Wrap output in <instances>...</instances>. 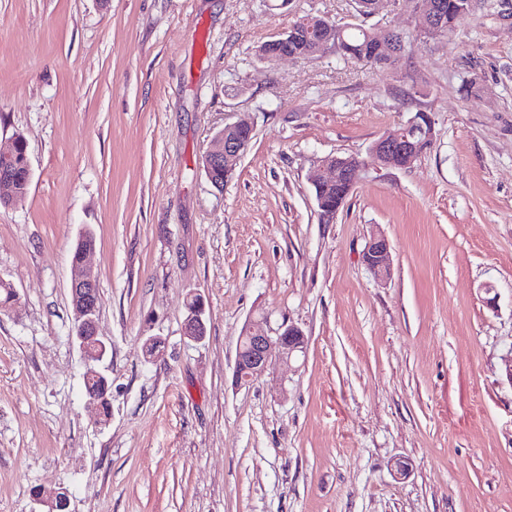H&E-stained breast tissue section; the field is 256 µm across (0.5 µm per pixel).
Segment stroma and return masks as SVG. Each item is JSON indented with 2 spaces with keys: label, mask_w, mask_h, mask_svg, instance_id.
<instances>
[{
  "label": "stroma",
  "mask_w": 512,
  "mask_h": 512,
  "mask_svg": "<svg viewBox=\"0 0 512 512\" xmlns=\"http://www.w3.org/2000/svg\"><path fill=\"white\" fill-rule=\"evenodd\" d=\"M306 15L409 46L383 71L258 57ZM419 27L354 0H0V142L23 134L32 171L0 207V512L59 488L70 512H512V0H475L449 38ZM419 112L430 148L370 165ZM241 120L253 139L215 187L202 157ZM331 155L366 167L328 222L309 176ZM86 229L104 425L70 339ZM260 318L306 350L239 387ZM364 260L368 269L378 278L390 274V246L384 236L373 235L364 249ZM196 300V308L190 310L185 323V335L193 341L200 342L206 335V326L204 322V303L200 295L193 296ZM190 299L188 309L192 308L194 300Z\"/></svg>",
  "instance_id": "obj_1"
}]
</instances>
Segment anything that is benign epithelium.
<instances>
[{
  "label": "benign epithelium",
  "mask_w": 512,
  "mask_h": 512,
  "mask_svg": "<svg viewBox=\"0 0 512 512\" xmlns=\"http://www.w3.org/2000/svg\"><path fill=\"white\" fill-rule=\"evenodd\" d=\"M414 12L422 15L430 22V36L441 35L440 4L437 0H406ZM305 27L314 33L311 53L322 52L336 46V37L328 23H319V19L309 17ZM431 136L432 125L414 127L409 122L395 133L377 140L371 148V155L377 165L408 166L415 157V136L417 133ZM252 126L243 122L224 125L214 137L210 149L204 155L205 170L211 182H216L213 173L219 168L226 167L224 176H229L240 161L251 142ZM323 165L330 171V176L324 178L315 176L312 179L315 198L319 213L325 219L336 215V208L327 203L324 192L336 186L341 178L349 179V185H354L359 179L362 167L358 159H337L329 156L323 160ZM15 177L7 170L0 171V198L9 203L16 198L14 189ZM364 260L368 269L378 278L390 274V246L385 237L372 236L364 249ZM97 286L96 276L91 269L82 264L75 267L71 284V301L73 310V331L71 341L77 346L86 363L84 381L86 384L103 377L99 369L108 356L109 346L98 333V299L95 296ZM196 308L189 311L185 323V335L200 342L206 335L204 322V303L199 295L193 296ZM306 349V339L303 332L294 325H284L273 332L263 319L251 321L239 337L236 347L234 379L239 386H247L263 376L272 360L279 358L289 360ZM34 501L41 507L39 512H68L70 501L67 492H37Z\"/></svg>",
  "instance_id": "obj_1"
}]
</instances>
